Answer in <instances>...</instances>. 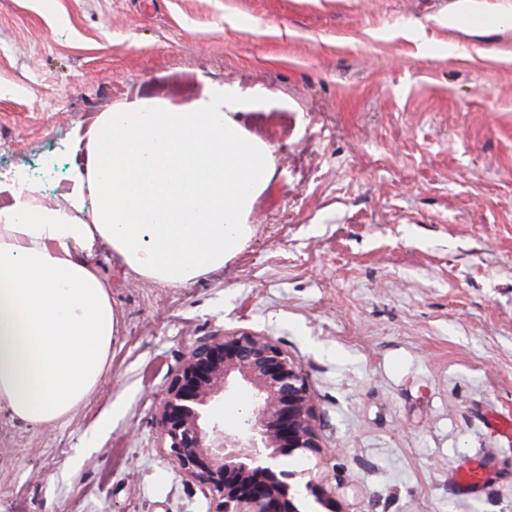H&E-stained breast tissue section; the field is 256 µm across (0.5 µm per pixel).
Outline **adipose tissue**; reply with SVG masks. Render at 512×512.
Instances as JSON below:
<instances>
[{"label":"adipose tissue","instance_id":"obj_1","mask_svg":"<svg viewBox=\"0 0 512 512\" xmlns=\"http://www.w3.org/2000/svg\"><path fill=\"white\" fill-rule=\"evenodd\" d=\"M224 86L173 108L138 100L101 113L61 207L37 184L0 207V414L42 427L69 420L111 367L110 284L79 252L103 245L138 278L170 288L223 268L254 235L271 189V148L234 119Z\"/></svg>","mask_w":512,"mask_h":512}]
</instances>
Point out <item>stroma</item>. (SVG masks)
Listing matches in <instances>:
<instances>
[{"instance_id": "1", "label": "stroma", "mask_w": 512, "mask_h": 512, "mask_svg": "<svg viewBox=\"0 0 512 512\" xmlns=\"http://www.w3.org/2000/svg\"><path fill=\"white\" fill-rule=\"evenodd\" d=\"M458 0H0V183L62 203L78 132L212 84L272 147L276 186L224 268L178 288L83 253L112 286V366L67 422L0 416V512H207L159 447L191 346L272 337L325 454L280 457L299 512H512V27ZM483 464L473 491L462 465Z\"/></svg>"}]
</instances>
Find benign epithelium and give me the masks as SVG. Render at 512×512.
Segmentation results:
<instances>
[{
  "label": "benign epithelium",
  "instance_id": "benign-epithelium-1",
  "mask_svg": "<svg viewBox=\"0 0 512 512\" xmlns=\"http://www.w3.org/2000/svg\"><path fill=\"white\" fill-rule=\"evenodd\" d=\"M252 387L253 408L230 431L212 415L213 402L235 381ZM316 405L301 366L271 337L249 332L214 336L189 348L158 407L162 448L209 512H296L290 479L276 459L298 448L322 452ZM316 500L336 512L324 486Z\"/></svg>",
  "mask_w": 512,
  "mask_h": 512
}]
</instances>
